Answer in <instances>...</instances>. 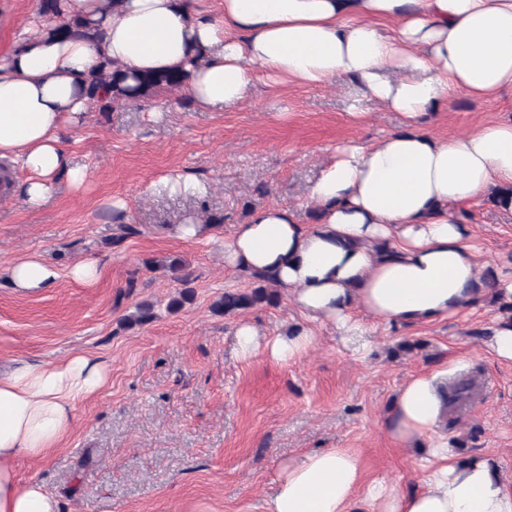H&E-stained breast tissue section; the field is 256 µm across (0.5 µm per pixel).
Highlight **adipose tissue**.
Instances as JSON below:
<instances>
[{
  "instance_id": "ef3b65f1",
  "label": "adipose tissue",
  "mask_w": 512,
  "mask_h": 512,
  "mask_svg": "<svg viewBox=\"0 0 512 512\" xmlns=\"http://www.w3.org/2000/svg\"><path fill=\"white\" fill-rule=\"evenodd\" d=\"M76 17L91 19L97 37H52L47 22L34 21L0 57V158L25 172L11 190L29 207L59 180L84 185L64 137L89 111L84 81L102 61L137 75L184 71L200 108L243 102L256 67L281 86L348 79L406 123L376 143L338 149L307 194L318 224L301 223L296 206L273 205L225 239V266L271 273L301 317L290 335L270 338L241 324V353L285 364L307 353L318 322L351 332L360 311L412 327L487 302L472 227L457 206L492 191L512 213V118L446 138L414 121L453 91L512 92V0H224L218 14L200 0H62L58 23ZM381 243L390 253L377 252ZM7 274L17 291L37 293L58 270L32 256ZM452 372L413 376L386 423L401 444L427 446L418 488L366 479L357 453L323 448L281 471L267 512H512V474L482 453L459 459L449 444L443 395ZM104 382V367L85 355L0 374V512H58L10 462L56 448L77 402Z\"/></svg>"
}]
</instances>
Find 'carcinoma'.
Returning <instances> with one entry per match:
<instances>
[{"instance_id": "cac0c4a2", "label": "carcinoma", "mask_w": 512, "mask_h": 512, "mask_svg": "<svg viewBox=\"0 0 512 512\" xmlns=\"http://www.w3.org/2000/svg\"><path fill=\"white\" fill-rule=\"evenodd\" d=\"M109 80L112 85V97L103 99L96 96L97 89L103 81ZM186 85V75L173 71L158 76L149 75H123L110 71L107 65L88 78L89 96L106 111L114 105H120L129 100L144 98L155 89L167 87L171 89L182 88ZM149 266L170 274L171 278L183 285V288L173 295L168 302V309L179 310L185 304L193 301L194 292L190 287L193 281L185 260L180 257H166L149 262ZM251 277L256 280V286L243 291L226 293L215 300L212 310L221 315L235 314L257 306H278L281 295L274 278L264 272H253ZM155 318L154 306L149 302L136 304L135 310L130 313L124 322L130 326L145 325Z\"/></svg>"}]
</instances>
